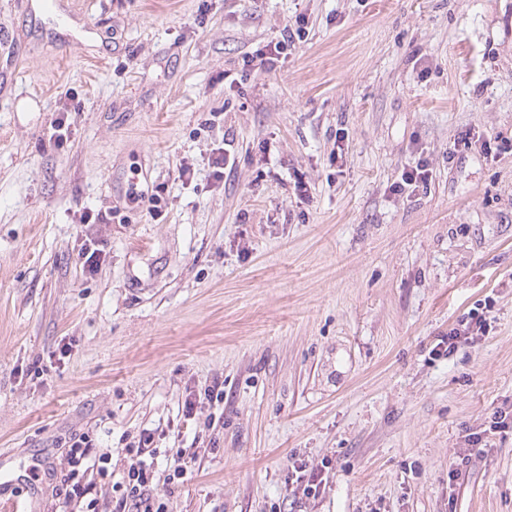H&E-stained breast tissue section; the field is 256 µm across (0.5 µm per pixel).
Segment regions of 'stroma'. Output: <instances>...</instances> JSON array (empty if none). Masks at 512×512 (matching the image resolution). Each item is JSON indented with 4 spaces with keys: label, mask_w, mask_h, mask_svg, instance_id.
I'll use <instances>...</instances> for the list:
<instances>
[{
    "label": "stroma",
    "mask_w": 512,
    "mask_h": 512,
    "mask_svg": "<svg viewBox=\"0 0 512 512\" xmlns=\"http://www.w3.org/2000/svg\"><path fill=\"white\" fill-rule=\"evenodd\" d=\"M1 32L0 499L58 512L74 435L119 474L145 431L192 459L173 512H512V0H0ZM304 34V33H303ZM302 30L296 29V33L291 29H285L281 39L276 42L270 41L263 47L255 50L251 55L243 60L242 72L247 76V72L254 71H272L275 69L276 62L282 54H288V47L294 46L296 36L298 39L303 37ZM471 317L465 320V323L460 326L464 327L463 330L453 329L448 333V336L441 340V343L447 344V348L444 349L445 352L449 354L456 346L460 340L465 339H474L473 336H477L479 332L483 333L484 330V319L482 320V316L478 314V312L470 313ZM471 336V337H470Z\"/></svg>",
    "instance_id": "35a3bbf8"
}]
</instances>
